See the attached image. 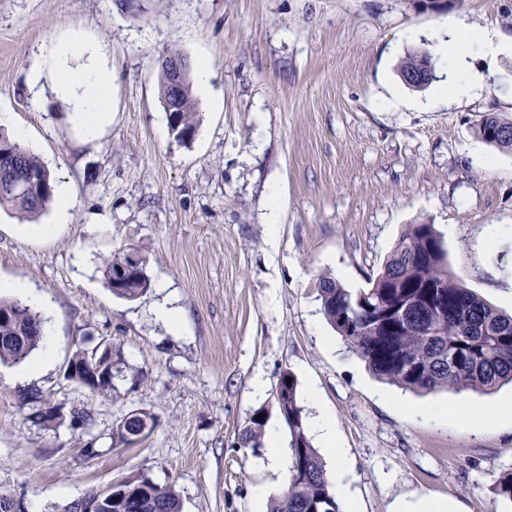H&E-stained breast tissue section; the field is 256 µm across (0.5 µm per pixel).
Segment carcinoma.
<instances>
[{"label":"carcinoma","instance_id":"cac0c4a2","mask_svg":"<svg viewBox=\"0 0 512 512\" xmlns=\"http://www.w3.org/2000/svg\"><path fill=\"white\" fill-rule=\"evenodd\" d=\"M433 67L425 51L408 53L399 64L403 75L419 63ZM176 123L169 124L175 137L189 141L196 132L192 83L186 82L176 103ZM486 143L512 150V123L488 115L477 127ZM0 152L14 161L0 168V207L24 216L42 211L52 200V177L40 159L0 133ZM442 237L432 224H409L370 287L353 292L333 277L319 279L318 292L327 322L380 379L406 390L432 393L488 392L512 384V315L504 314L463 286L448 271ZM105 280L112 294L135 300L151 281L146 261L131 264V253L118 250L103 260ZM124 269V282L112 283V272ZM403 312V330L389 328L386 313ZM46 319L18 300L0 298V365H11L36 350ZM279 385L288 389L289 448L291 466L285 493L272 501L270 512H313L328 503L326 512H339L336 492L325 465L306 431L303 410L297 401V381L285 372ZM33 422L47 429L61 425L59 416L33 393ZM265 420L249 419L241 446H260ZM144 487L139 512H181L175 489L156 483L145 474L119 482ZM495 494L512 502V469L504 471L494 486Z\"/></svg>","mask_w":512,"mask_h":512}]
</instances>
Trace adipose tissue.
<instances>
[{"instance_id": "ef3b65f1", "label": "adipose tissue", "mask_w": 512, "mask_h": 512, "mask_svg": "<svg viewBox=\"0 0 512 512\" xmlns=\"http://www.w3.org/2000/svg\"><path fill=\"white\" fill-rule=\"evenodd\" d=\"M77 51V45L70 41L52 43L43 60L29 69L26 79L34 88L54 78L57 94L72 107L74 127L83 139L92 140L112 122V70L93 53L82 66H71Z\"/></svg>"}]
</instances>
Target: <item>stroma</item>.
I'll return each mask as SVG.
<instances>
[{
    "label": "stroma",
    "instance_id": "1",
    "mask_svg": "<svg viewBox=\"0 0 512 512\" xmlns=\"http://www.w3.org/2000/svg\"><path fill=\"white\" fill-rule=\"evenodd\" d=\"M460 22L511 41L512 0H452L439 12L420 0H143L135 14L115 0H0V113L73 194L69 223L52 235L53 208L31 220L0 209V281L49 303L29 362L0 366V493L23 512H60L143 471L174 486L182 512H267L256 486L280 497L289 474L239 437L262 411L288 445L275 403L288 371L305 418L321 408L336 422L338 501L394 512L426 496L450 512H512L494 493L512 468V420L494 415L512 386L421 394L382 382L327 323L317 292L323 275L368 287L407 225L432 224L452 275L512 314V152L476 135L485 115L512 120V53L467 47L482 87L460 100L440 94L448 62L434 59L419 91L397 72ZM64 36L104 46L112 69V123L90 143L52 83L26 82ZM170 49L209 63L221 102L202 108L188 142L158 100ZM275 198L274 248L265 216ZM117 249L147 261L152 286L136 300L104 279ZM166 300L183 334L155 318ZM101 342L123 370L108 397L66 377L77 348ZM32 390L91 421L33 423L22 400ZM459 405L471 424L455 417ZM141 410L154 431L118 442L116 424Z\"/></svg>",
    "mask_w": 512,
    "mask_h": 512
}]
</instances>
